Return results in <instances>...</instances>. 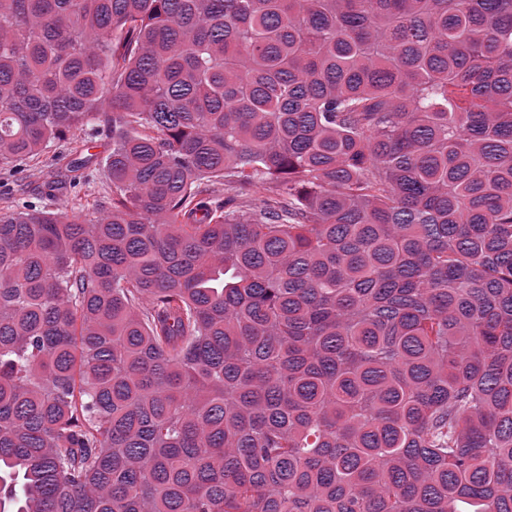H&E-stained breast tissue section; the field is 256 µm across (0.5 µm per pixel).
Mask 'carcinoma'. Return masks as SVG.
Returning <instances> with one entry per match:
<instances>
[{"mask_svg":"<svg viewBox=\"0 0 512 512\" xmlns=\"http://www.w3.org/2000/svg\"><path fill=\"white\" fill-rule=\"evenodd\" d=\"M96 123L0 214V512H512V0H0V166ZM93 171L90 183L78 195L60 193L51 207L68 214L79 213L92 216L101 204L112 198V183L105 176L100 165Z\"/></svg>","mask_w":512,"mask_h":512,"instance_id":"carcinoma-1","label":"carcinoma"}]
</instances>
